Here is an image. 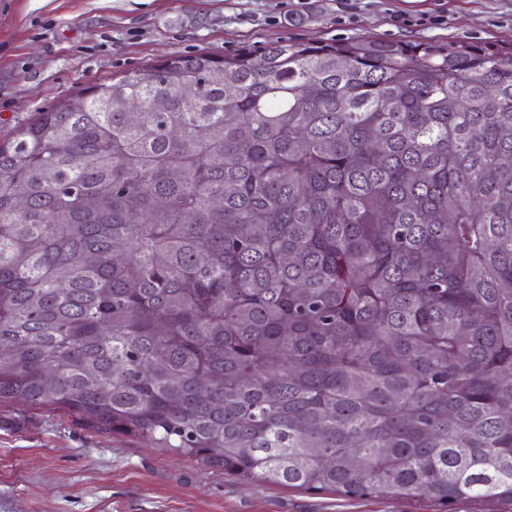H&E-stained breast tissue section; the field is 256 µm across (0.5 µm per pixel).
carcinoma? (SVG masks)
<instances>
[{
	"instance_id": "obj_1",
	"label": "carcinoma",
	"mask_w": 512,
	"mask_h": 512,
	"mask_svg": "<svg viewBox=\"0 0 512 512\" xmlns=\"http://www.w3.org/2000/svg\"><path fill=\"white\" fill-rule=\"evenodd\" d=\"M80 95L0 143V405L512 512V49L279 41Z\"/></svg>"
}]
</instances>
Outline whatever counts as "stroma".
Returning a JSON list of instances; mask_svg holds the SVG:
<instances>
[{"instance_id":"obj_1","label":"stroma","mask_w":512,"mask_h":512,"mask_svg":"<svg viewBox=\"0 0 512 512\" xmlns=\"http://www.w3.org/2000/svg\"><path fill=\"white\" fill-rule=\"evenodd\" d=\"M512 42V0H0V140L87 84L275 41ZM0 512H420L238 480L48 408L0 407Z\"/></svg>"}]
</instances>
